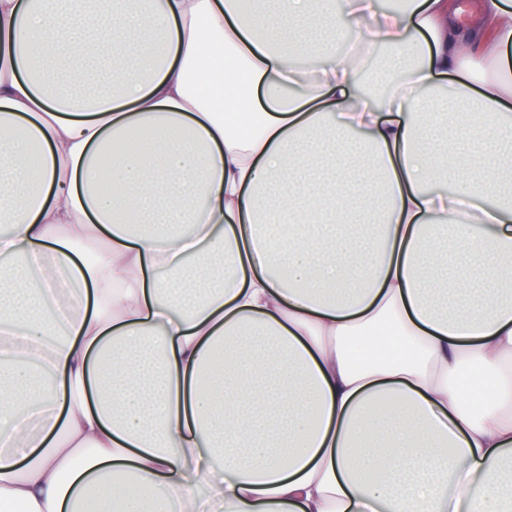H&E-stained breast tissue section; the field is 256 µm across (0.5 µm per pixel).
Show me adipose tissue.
<instances>
[{"instance_id": "obj_1", "label": "adipose tissue", "mask_w": 512, "mask_h": 512, "mask_svg": "<svg viewBox=\"0 0 512 512\" xmlns=\"http://www.w3.org/2000/svg\"><path fill=\"white\" fill-rule=\"evenodd\" d=\"M127 2L0 0V512H512V298L436 305L512 286V0ZM314 129L379 193L268 195Z\"/></svg>"}]
</instances>
